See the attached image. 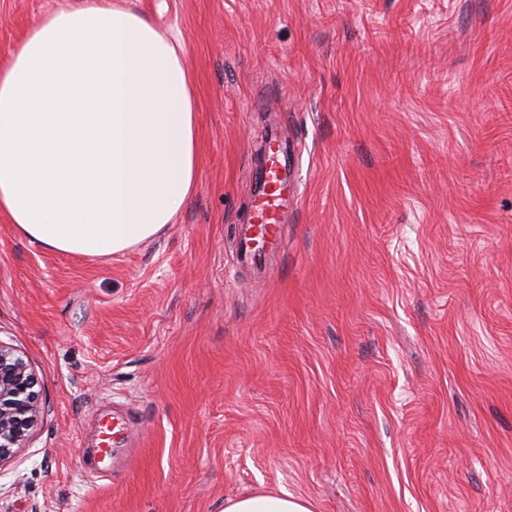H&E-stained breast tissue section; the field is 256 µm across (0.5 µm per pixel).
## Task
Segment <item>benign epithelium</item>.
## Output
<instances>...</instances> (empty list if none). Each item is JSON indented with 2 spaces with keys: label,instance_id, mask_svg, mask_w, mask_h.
<instances>
[{
  "label": "benign epithelium",
  "instance_id": "obj_1",
  "mask_svg": "<svg viewBox=\"0 0 512 512\" xmlns=\"http://www.w3.org/2000/svg\"><path fill=\"white\" fill-rule=\"evenodd\" d=\"M35 379L16 351L0 344V464L10 459L34 428L38 413Z\"/></svg>",
  "mask_w": 512,
  "mask_h": 512
}]
</instances>
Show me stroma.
Returning <instances> with one entry per match:
<instances>
[{"instance_id": "35a3bbf8", "label": "stroma", "mask_w": 512, "mask_h": 512, "mask_svg": "<svg viewBox=\"0 0 512 512\" xmlns=\"http://www.w3.org/2000/svg\"><path fill=\"white\" fill-rule=\"evenodd\" d=\"M79 0H0V60ZM179 29L199 181L109 258L0 217V341L42 413L0 512H512V0H132ZM295 194L242 263L256 150ZM131 416V463L80 450ZM224 512H314L313 503L288 492L241 495L224 501Z\"/></svg>"}]
</instances>
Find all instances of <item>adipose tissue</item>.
I'll list each match as a JSON object with an SVG mask.
<instances>
[{
    "mask_svg": "<svg viewBox=\"0 0 512 512\" xmlns=\"http://www.w3.org/2000/svg\"><path fill=\"white\" fill-rule=\"evenodd\" d=\"M179 33L115 0L48 14L0 61V214L31 242L109 257L158 235L199 179ZM224 512H314L241 495Z\"/></svg>",
    "mask_w": 512,
    "mask_h": 512,
    "instance_id": "adipose-tissue-1",
    "label": "adipose tissue"
}]
</instances>
